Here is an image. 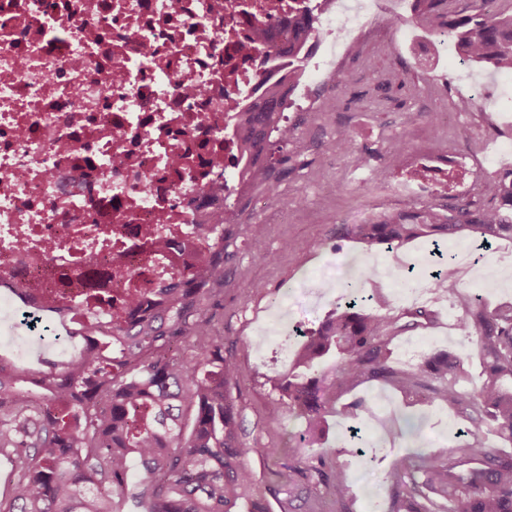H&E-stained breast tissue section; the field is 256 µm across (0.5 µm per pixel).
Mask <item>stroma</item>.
Listing matches in <instances>:
<instances>
[{"label":"stroma","mask_w":512,"mask_h":512,"mask_svg":"<svg viewBox=\"0 0 512 512\" xmlns=\"http://www.w3.org/2000/svg\"><path fill=\"white\" fill-rule=\"evenodd\" d=\"M338 66L347 76L344 83L316 87L318 99L330 109L328 117H298L295 138L281 153L276 187L288 192L287 222L267 224L257 239L238 232L224 283V348L240 369L229 391L243 420L242 441L250 449L247 463L273 512H288L289 497L300 493L301 464L321 460L347 469L353 512H387L386 475L398 456L406 417L421 414L427 419L416 436L423 453L406 456L412 466L424 453L447 457L467 425L458 411L419 403L382 381L367 379L336 391L337 405L355 404L354 420L328 416L323 446L304 447L299 439L302 419L282 409L279 393L267 382L268 376L291 363L299 342L292 332L271 331L274 298L293 291L304 274L339 266L351 256H361L363 265L380 267V252H364L360 244L339 237L337 230L349 223L356 209L369 207L380 197L387 198L388 208L410 207V200L395 192L404 174L387 147L393 136L405 132L411 145H418L426 135L427 113L448 111L459 117L458 126L448 134V148L456 153L451 168L457 174L450 193L471 197V181L512 170V154L497 152L500 145L512 144V84L500 73L460 61L440 37L414 24L389 48L366 58L344 57ZM341 131L351 141L345 152L333 147ZM363 154L371 155L369 165H361ZM461 248L469 249L476 265L469 274L451 275L446 288L434 289L430 274L442 269L441 254ZM392 254L412 263V287L434 292L422 302L434 315L433 325L393 339V367L408 370L420 355L452 350L464 356L466 387L478 386L482 360L475 340L461 336L455 325L465 313L474 279L485 282L482 298L488 308L512 304V283L506 281L512 276V241L502 239L479 249L465 240H447L437 249L429 240L418 239ZM484 260L491 262L497 277L484 276ZM275 408L280 415L274 419L270 413ZM352 426L366 441L364 455L345 451ZM263 447L273 449V456L260 455Z\"/></svg>","instance_id":"obj_1"}]
</instances>
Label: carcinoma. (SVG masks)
<instances>
[{
	"mask_svg": "<svg viewBox=\"0 0 512 512\" xmlns=\"http://www.w3.org/2000/svg\"><path fill=\"white\" fill-rule=\"evenodd\" d=\"M446 4L416 0L415 18L447 29L466 60L512 70V17L491 12L486 0L453 11ZM316 20L307 6L293 27L310 30ZM285 108L286 93L279 91L251 113L252 123L271 128ZM278 143L288 138H244L252 177L275 199ZM340 234L370 251L416 238L437 247L454 237L485 246L512 239V171L485 181L475 199L383 211L367 224L341 225ZM233 236L226 225L203 273L160 285L149 301L130 295L125 316L111 330L83 335L79 355L49 364L38 376L0 367V455L14 473L0 493V512H116L132 489L142 512H272L246 463L242 419L228 390L239 368L224 354L216 322ZM431 319L423 308L370 313L356 280L348 278L339 284L336 309L303 335L290 368L270 382L288 411L305 420L308 446L322 440L327 415L354 416L351 405L335 407L338 385L376 378L403 393L427 389L426 399L466 414L471 439L457 452L476 466L464 471L451 458H428L417 468L422 481L408 485L401 480L408 465L392 461L389 512H512V454L478 438L491 424L512 441V388L506 387L512 381V304L487 310L476 302L459 320L461 335L475 337L483 357L475 389L461 383V356L450 352L427 356L413 371L390 365L395 335ZM332 356L341 364L330 380L315 366ZM301 472L312 484L305 512H323L326 503L350 512L344 469L308 464Z\"/></svg>",
	"mask_w": 512,
	"mask_h": 512,
	"instance_id": "obj_1",
	"label": "carcinoma"
}]
</instances>
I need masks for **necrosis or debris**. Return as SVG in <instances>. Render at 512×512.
<instances>
[{"instance_id":"1","label":"necrosis or debris","mask_w":512,"mask_h":512,"mask_svg":"<svg viewBox=\"0 0 512 512\" xmlns=\"http://www.w3.org/2000/svg\"><path fill=\"white\" fill-rule=\"evenodd\" d=\"M295 93L336 80L337 44L392 41L379 0H320ZM304 0H0V320L110 330L86 287L183 281L228 221L244 112L281 80Z\"/></svg>"}]
</instances>
